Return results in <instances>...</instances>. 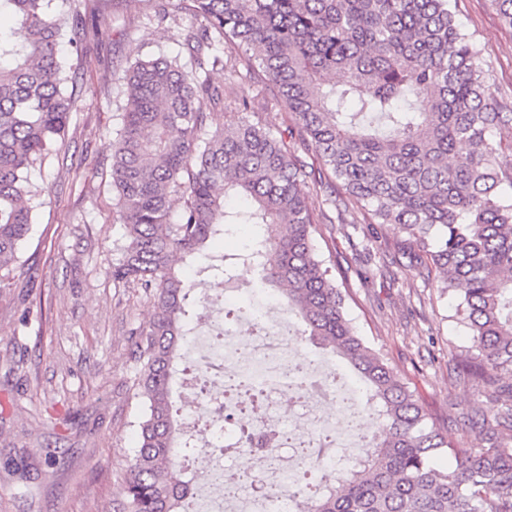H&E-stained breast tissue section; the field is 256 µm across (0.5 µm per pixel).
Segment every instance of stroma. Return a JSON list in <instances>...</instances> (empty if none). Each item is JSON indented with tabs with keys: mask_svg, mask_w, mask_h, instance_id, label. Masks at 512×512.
<instances>
[{
	"mask_svg": "<svg viewBox=\"0 0 512 512\" xmlns=\"http://www.w3.org/2000/svg\"><path fill=\"white\" fill-rule=\"evenodd\" d=\"M177 2L169 0L160 22L155 0H107L89 32L91 56L65 143L30 171L42 203L18 264L0 274V512H101L135 455L146 406L134 389L129 333L150 308L141 289L112 280L124 243L110 178L122 102L113 72L182 51L198 25ZM456 18L482 48L493 96L511 102L512 28L492 0H458ZM211 81L223 93L209 108L216 122L233 124L245 99L252 120L275 132L291 125L273 88L220 70ZM367 231L379 250L410 248L396 226L369 224L358 207L316 240L320 255L337 258L332 274L351 291L350 319L449 441L483 446L467 423L493 418L500 404L483 385L457 383L449 369L470 344L455 318L458 297L413 267L366 274Z\"/></svg>",
	"mask_w": 512,
	"mask_h": 512,
	"instance_id": "35a3bbf8",
	"label": "stroma"
}]
</instances>
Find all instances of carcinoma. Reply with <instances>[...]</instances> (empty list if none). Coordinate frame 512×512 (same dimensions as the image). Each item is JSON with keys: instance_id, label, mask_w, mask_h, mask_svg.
Here are the masks:
<instances>
[{"instance_id": "carcinoma-1", "label": "carcinoma", "mask_w": 512, "mask_h": 512, "mask_svg": "<svg viewBox=\"0 0 512 512\" xmlns=\"http://www.w3.org/2000/svg\"><path fill=\"white\" fill-rule=\"evenodd\" d=\"M53 0H0V269L17 262L31 225V168L62 143L78 107L88 56L85 11ZM455 0H179L200 21L187 55L124 67L125 104L112 141V190L125 229L112 280L143 291L152 316L132 332L139 445L117 497L124 512H188L190 478L176 463V362L190 340L196 276L271 286L301 335L332 347L359 374L373 440L336 481L320 480L304 512H512V106L489 91L480 48L457 22ZM265 74L315 163L284 133L241 117L206 130L210 73L235 64ZM393 224L416 244L409 264L459 297L474 358L452 359L461 382L501 403L482 420L487 446L458 449L382 353L347 316L350 290L328 277L316 248L325 211L309 204L310 175ZM182 201L179 211L175 202ZM240 224L256 234L240 254L209 240ZM455 459L451 469L434 460ZM296 470L327 463L301 453Z\"/></svg>"}]
</instances>
